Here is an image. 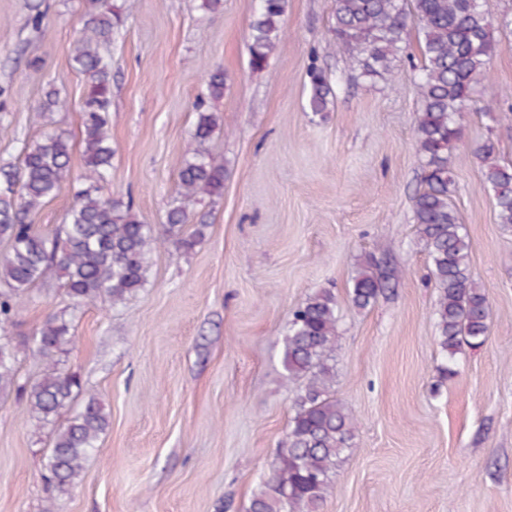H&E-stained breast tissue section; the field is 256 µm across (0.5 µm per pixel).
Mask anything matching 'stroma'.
<instances>
[{"mask_svg": "<svg viewBox=\"0 0 512 512\" xmlns=\"http://www.w3.org/2000/svg\"><path fill=\"white\" fill-rule=\"evenodd\" d=\"M0 0V164L65 131L71 174L84 170V78L70 64L82 0ZM125 19L112 59L111 175L103 192L164 223L193 147L194 103L209 68L224 95L207 100L218 126L206 149L224 163V191L195 207L204 237L187 253L159 247L147 282L124 304L73 308L57 280L36 285L11 332L30 337L50 316L71 319L75 345L58 367L78 373L109 426L78 483L50 495L43 480L56 424L37 425L25 399L0 398V512H246L287 440L296 386L282 364L290 311L330 288L341 317L333 392L356 422L322 512H512V229L498 224L471 150L493 136L512 160V34L479 86L450 158L451 201L469 235L470 266L491 306L483 346L441 380L438 291L413 220L420 107L409 59L389 79L351 70L332 39L331 0H285L284 35L252 70L255 0H109ZM337 96L326 118L306 109L310 66ZM63 107L41 113L46 89ZM387 254L404 275L389 297L352 306L360 259Z\"/></svg>", "mask_w": 512, "mask_h": 512, "instance_id": "35a3bbf8", "label": "stroma"}]
</instances>
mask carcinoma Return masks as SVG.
<instances>
[{"mask_svg":"<svg viewBox=\"0 0 512 512\" xmlns=\"http://www.w3.org/2000/svg\"><path fill=\"white\" fill-rule=\"evenodd\" d=\"M83 28L72 61L85 79L82 99L84 172L71 178V146L65 133L53 131L26 143L21 164L0 165V396L26 399L39 425L55 421L80 393V378L58 371L59 354L75 342L71 321L48 317L30 342L20 346L7 335L30 290L49 277L63 281L74 306L106 300L124 302L144 287L148 259L158 246L192 250L203 237L204 222L190 229V206L201 194L220 197L224 164L203 150L188 152L179 172V199L163 224H145L124 203L101 193L112 166L107 114L112 104V63L101 48L112 42L123 23L122 12L108 0H85ZM336 48L350 66L369 77L392 75L403 61L407 22L418 32L423 64L417 72L421 108L415 144L421 159L420 188L414 197V221L430 262L439 297L434 308L437 345L444 364L456 374L463 347L477 348L490 332V304L470 267V241L450 202L454 179L449 159L461 141L464 116L478 85L487 78L501 42L499 31L512 18L495 19L483 0H332ZM284 0H257L250 24V65L266 68L283 35ZM307 109L320 118L336 99L325 72H308ZM224 94V71L207 73L206 93L196 103L194 134L199 144L218 125L206 99ZM480 168V188L494 202L497 223L512 227V162L500 160L497 143L486 137L471 152ZM64 192L72 197L67 223L52 238L28 222V215ZM400 271L374 254L362 261L350 292L359 309L386 295ZM336 295L318 290L299 304L283 339V367L288 379L300 381L292 403L286 443L276 452L273 469L250 500L248 512H321L332 477L351 446L355 423L345 405L331 394L339 337ZM30 353L52 366L34 382L18 376L19 355ZM108 427L102 405L91 395L55 433L46 480L65 494L78 481L84 462L99 451Z\"/></svg>","mask_w":512,"mask_h":512,"instance_id":"obj_1","label":"carcinoma"}]
</instances>
